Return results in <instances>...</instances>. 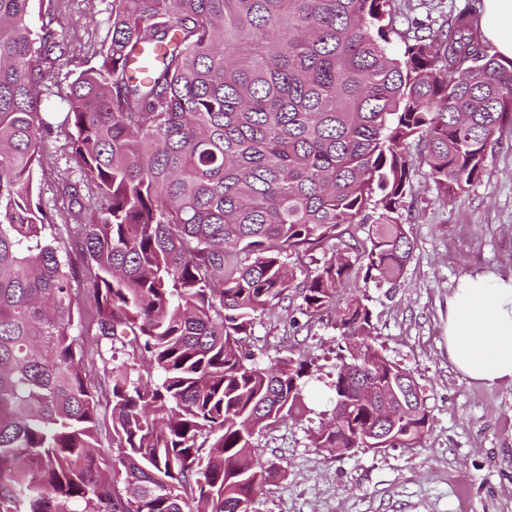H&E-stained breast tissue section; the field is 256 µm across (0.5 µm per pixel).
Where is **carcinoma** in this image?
I'll list each match as a JSON object with an SVG mask.
<instances>
[{
    "label": "carcinoma",
    "mask_w": 512,
    "mask_h": 512,
    "mask_svg": "<svg viewBox=\"0 0 512 512\" xmlns=\"http://www.w3.org/2000/svg\"><path fill=\"white\" fill-rule=\"evenodd\" d=\"M30 2L0 0V512H252L282 477L254 437L305 413L309 369L262 368L242 342L292 289L309 317L335 312L345 350L316 447L415 446L417 383L339 291L412 255L411 143L445 198L478 179L512 122V60L465 11L400 31L393 0H112L101 64L64 97L79 178L58 191L79 223L60 226L34 171L68 44ZM354 224L365 241L293 285L288 254Z\"/></svg>",
    "instance_id": "obj_1"
}]
</instances>
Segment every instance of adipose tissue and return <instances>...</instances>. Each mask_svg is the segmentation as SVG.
<instances>
[{
	"instance_id": "obj_1",
	"label": "adipose tissue",
	"mask_w": 512,
	"mask_h": 512,
	"mask_svg": "<svg viewBox=\"0 0 512 512\" xmlns=\"http://www.w3.org/2000/svg\"><path fill=\"white\" fill-rule=\"evenodd\" d=\"M480 26L512 59V0H482ZM448 360L468 381L512 382V277L467 276L448 297Z\"/></svg>"
}]
</instances>
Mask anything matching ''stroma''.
<instances>
[{"instance_id": "1", "label": "stroma", "mask_w": 512, "mask_h": 512, "mask_svg": "<svg viewBox=\"0 0 512 512\" xmlns=\"http://www.w3.org/2000/svg\"><path fill=\"white\" fill-rule=\"evenodd\" d=\"M481 0H394L398 27L438 29L459 11L477 12ZM112 0H34V26L52 21L69 46L52 65L41 89L48 124L35 179L43 205L57 224L73 223L57 196L61 175L72 171L68 129L60 110L70 83L97 66L94 52L106 39ZM414 243L410 262L395 282L346 286L372 313L370 342L409 371L429 411L427 432L416 447L336 454L316 447L315 435L331 417L340 338L334 314H300V297L258 315L243 345L262 367L284 356L308 361L305 391L310 411L255 436L263 459L282 478L253 503L254 512H512V383L469 382L448 361V297L467 275L512 277V123L489 147L482 173L466 192L446 200L416 164L404 212ZM362 228L307 253H294L288 268L303 281L334 252L364 240Z\"/></svg>"}]
</instances>
